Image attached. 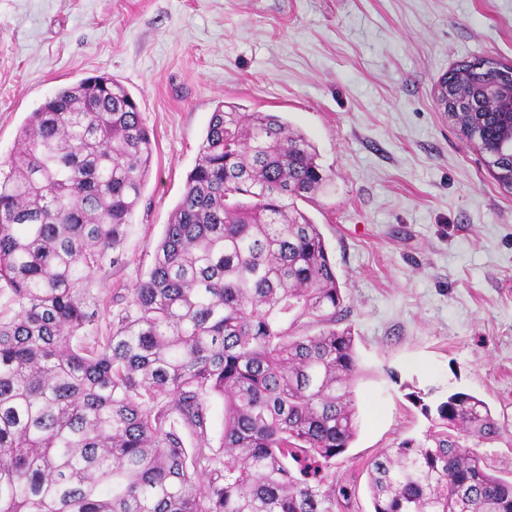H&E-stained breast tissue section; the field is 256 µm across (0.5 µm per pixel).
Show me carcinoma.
<instances>
[{
	"mask_svg": "<svg viewBox=\"0 0 512 512\" xmlns=\"http://www.w3.org/2000/svg\"><path fill=\"white\" fill-rule=\"evenodd\" d=\"M470 121L490 150L501 114ZM152 152L128 89L93 76L29 113L0 162V512H334L347 489L321 486L357 433L359 362L298 206L331 176L280 116L219 105L153 267L89 336ZM487 164L512 189V153ZM410 397L442 430L372 461L373 512H512V479L476 452L506 431L488 403Z\"/></svg>",
	"mask_w": 512,
	"mask_h": 512,
	"instance_id": "obj_1",
	"label": "carcinoma"
}]
</instances>
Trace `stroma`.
Returning <instances> with one entry per match:
<instances>
[{
	"label": "stroma",
	"instance_id": "35a3bbf8",
	"mask_svg": "<svg viewBox=\"0 0 512 512\" xmlns=\"http://www.w3.org/2000/svg\"><path fill=\"white\" fill-rule=\"evenodd\" d=\"M475 58L512 64V0H0V158L58 88L105 74L153 156L104 301L146 276L223 102L280 115L334 181L302 210L336 269L359 357L357 434L327 484L372 512L367 468L463 391L507 431L478 453L512 478V190L437 103Z\"/></svg>",
	"mask_w": 512,
	"mask_h": 512
}]
</instances>
